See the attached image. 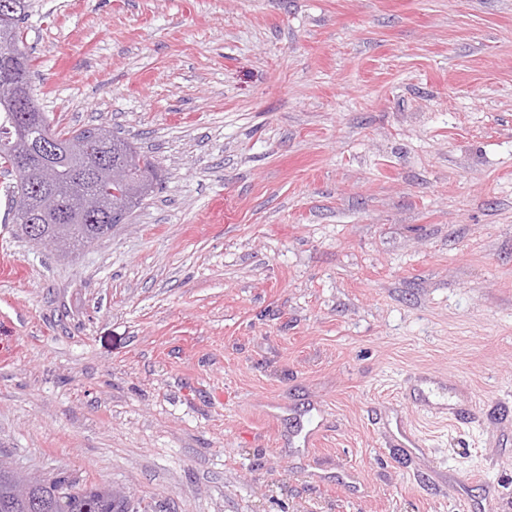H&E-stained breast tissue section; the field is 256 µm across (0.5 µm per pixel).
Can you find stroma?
<instances>
[{"label":"stroma","mask_w":512,"mask_h":512,"mask_svg":"<svg viewBox=\"0 0 512 512\" xmlns=\"http://www.w3.org/2000/svg\"><path fill=\"white\" fill-rule=\"evenodd\" d=\"M26 33L51 124L159 181L61 256L0 175V453L162 512H512V0H33Z\"/></svg>","instance_id":"1"}]
</instances>
